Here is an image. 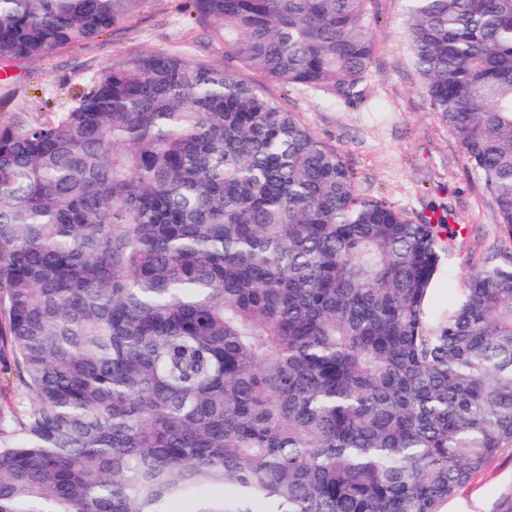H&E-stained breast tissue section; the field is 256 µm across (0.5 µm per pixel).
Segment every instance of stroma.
<instances>
[{
    "label": "stroma",
    "mask_w": 512,
    "mask_h": 512,
    "mask_svg": "<svg viewBox=\"0 0 512 512\" xmlns=\"http://www.w3.org/2000/svg\"><path fill=\"white\" fill-rule=\"evenodd\" d=\"M375 51L364 95L345 100L306 88H285L246 71L277 105L295 112L323 143L336 149L356 177L358 192L383 198L415 224L461 225L442 264L449 279L434 291V310H448L449 288H462L478 259L505 245L496 206L467 163L457 137L433 112L404 33L405 0H373ZM174 52L191 64L224 63L210 28L189 21L184 0H149L142 14L94 41L37 61L7 62L0 80V122L25 111L46 118L64 110L83 78L82 64L104 70L144 52ZM479 493L484 512L512 502V447L502 448L460 488L456 499Z\"/></svg>",
    "instance_id": "35a3bbf8"
}]
</instances>
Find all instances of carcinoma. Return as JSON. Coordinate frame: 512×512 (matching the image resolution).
<instances>
[{
    "label": "carcinoma",
    "instance_id": "carcinoma-1",
    "mask_svg": "<svg viewBox=\"0 0 512 512\" xmlns=\"http://www.w3.org/2000/svg\"><path fill=\"white\" fill-rule=\"evenodd\" d=\"M372 0H185L237 63L89 64L0 122V512H441L512 444V248L429 316L446 237L357 193L242 78L362 95ZM433 111L512 240V0H405ZM146 0H0V60ZM12 359L9 351L0 346V410L7 414L20 397V387L13 372Z\"/></svg>",
    "mask_w": 512,
    "mask_h": 512
}]
</instances>
